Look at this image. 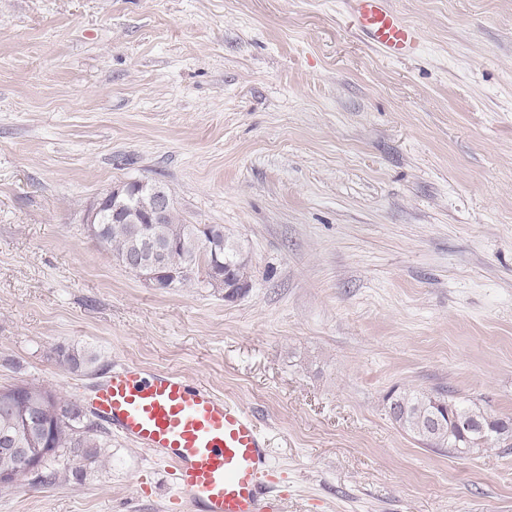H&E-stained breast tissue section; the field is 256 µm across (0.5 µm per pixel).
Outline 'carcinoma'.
I'll use <instances>...</instances> for the list:
<instances>
[{
    "mask_svg": "<svg viewBox=\"0 0 512 512\" xmlns=\"http://www.w3.org/2000/svg\"><path fill=\"white\" fill-rule=\"evenodd\" d=\"M217 252L206 248L197 224H185L172 211L163 224H126L116 216L107 224H99L92 236L112 251L115 259L124 256L153 261L154 280L165 288L203 284L201 270H206L208 287L224 285V264L232 265L233 280L250 286L249 261L240 246L224 234V226L210 225ZM60 363L72 371L89 369L97 356L77 348L61 349ZM39 389L44 395L41 423L31 428L25 420V409L19 399L25 388ZM391 419L421 444L453 454H466L475 449L496 446L512 448V419L493 418L476 403L467 404L441 392L425 390H392L387 396ZM14 448H50L53 456L32 474L21 468L14 457L0 454V474L12 481L29 476L50 483L56 478L51 464L60 457L74 455L93 464L108 444V433L98 423L80 416L74 403L34 382L0 387V438Z\"/></svg>",
    "mask_w": 512,
    "mask_h": 512,
    "instance_id": "1",
    "label": "carcinoma"
}]
</instances>
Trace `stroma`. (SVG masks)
I'll return each instance as SVG.
<instances>
[{
  "label": "stroma",
  "instance_id": "35a3bbf8",
  "mask_svg": "<svg viewBox=\"0 0 512 512\" xmlns=\"http://www.w3.org/2000/svg\"><path fill=\"white\" fill-rule=\"evenodd\" d=\"M392 4L422 33L404 61L343 0H0V386L85 405L114 366L168 370L255 417L279 512H512V450L427 448L385 401L512 418V0ZM135 179L223 225L249 291L120 265L86 207ZM55 468L0 512L177 495L116 435ZM60 363L66 365L72 371L89 369L96 361L97 356L85 350L77 348L60 349L58 352Z\"/></svg>",
  "mask_w": 512,
  "mask_h": 512
}]
</instances>
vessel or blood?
I'll list each match as a JSON object with an SVG mask.
<instances>
[{
    "label": "vessel or blood",
    "mask_w": 512,
    "mask_h": 512,
    "mask_svg": "<svg viewBox=\"0 0 512 512\" xmlns=\"http://www.w3.org/2000/svg\"><path fill=\"white\" fill-rule=\"evenodd\" d=\"M349 24L390 58L414 55L420 29L391 0H346ZM94 412L116 434L166 461L180 512H276L271 451L237 403L183 376L126 363L98 389Z\"/></svg>",
    "instance_id": "vessel-or-blood-1"
}]
</instances>
